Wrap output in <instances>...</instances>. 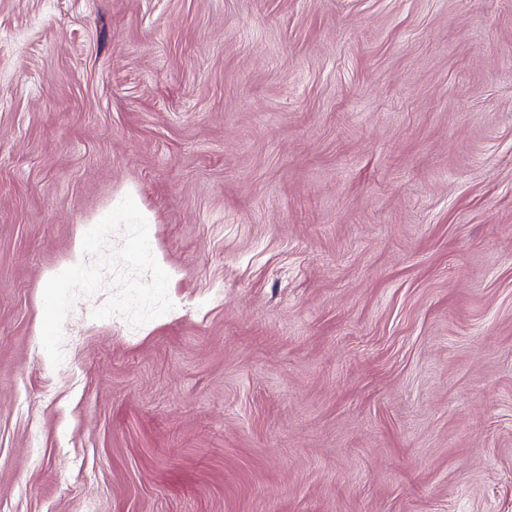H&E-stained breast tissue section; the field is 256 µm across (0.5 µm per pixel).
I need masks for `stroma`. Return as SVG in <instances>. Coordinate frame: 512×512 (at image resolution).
I'll use <instances>...</instances> for the list:
<instances>
[{"label":"stroma","mask_w":512,"mask_h":512,"mask_svg":"<svg viewBox=\"0 0 512 512\" xmlns=\"http://www.w3.org/2000/svg\"><path fill=\"white\" fill-rule=\"evenodd\" d=\"M0 512H512V0H0Z\"/></svg>","instance_id":"1"}]
</instances>
